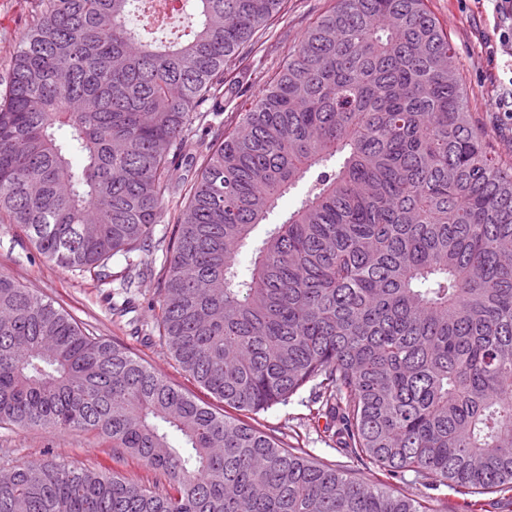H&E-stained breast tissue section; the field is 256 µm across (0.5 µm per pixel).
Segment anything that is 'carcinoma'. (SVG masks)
<instances>
[{"label": "carcinoma", "instance_id": "carcinoma-1", "mask_svg": "<svg viewBox=\"0 0 512 512\" xmlns=\"http://www.w3.org/2000/svg\"><path fill=\"white\" fill-rule=\"evenodd\" d=\"M286 3L184 0L193 21L158 44L128 24L153 25L149 0H30L0 76V224L104 284L135 253L130 289L170 215L155 331L239 416L1 272L0 424L93 432L168 487L42 459L0 481V512H438L391 490L408 472L463 495L459 512L512 492V166L427 0H334L233 126L208 123ZM309 383L377 483L245 420ZM306 188V183L301 182L296 188L291 189L290 192L281 197L265 223L279 224L285 220L288 217V214L299 205L300 200L304 197ZM267 224H260L253 231L248 245L242 249L238 257L237 265L238 272L241 276L248 275V269L251 266L254 248L264 237L265 230L269 227Z\"/></svg>", "mask_w": 512, "mask_h": 512}]
</instances>
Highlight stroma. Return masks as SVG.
Here are the masks:
<instances>
[{
    "label": "stroma",
    "mask_w": 512,
    "mask_h": 512,
    "mask_svg": "<svg viewBox=\"0 0 512 512\" xmlns=\"http://www.w3.org/2000/svg\"><path fill=\"white\" fill-rule=\"evenodd\" d=\"M331 4V0H288L286 14L274 22L260 50L250 59L238 91L242 97L256 95L268 78L283 64L288 50L298 42L307 26ZM428 6L447 31L457 54L465 95L474 120L482 126L492 150L512 162V119L493 107L512 73L492 60L490 48L498 41L495 19L488 0H428ZM28 0H0V73L27 30ZM108 265L112 281L100 284L90 274L68 272L40 257L21 234L0 232V271L23 286L46 296L66 309L90 333L116 340L141 356L174 384L190 392L199 403L214 405V398L197 387L171 359L165 345L143 346L132 337L135 327L152 323V300L157 277L143 280L138 288L125 290L122 277L127 260L113 256ZM132 298L135 309L121 321L113 320V302ZM313 392L305 387L287 402L254 415L255 427L276 435L285 447L301 448L317 461L343 469H359L365 482L375 481L376 470L358 468L355 460L336 448L332 419L316 414ZM108 443L82 431L54 433L40 428L0 427V460L23 467L52 454L88 466L104 461Z\"/></svg>",
    "instance_id": "stroma-1"
}]
</instances>
